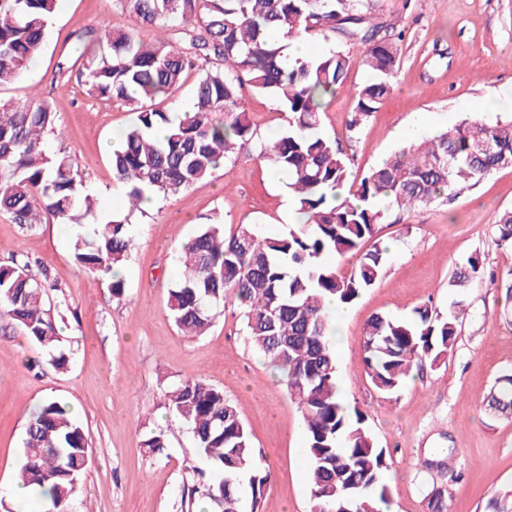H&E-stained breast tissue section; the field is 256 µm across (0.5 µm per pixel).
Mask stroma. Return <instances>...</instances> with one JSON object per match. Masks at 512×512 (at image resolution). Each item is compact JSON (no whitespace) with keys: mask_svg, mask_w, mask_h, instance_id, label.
<instances>
[{"mask_svg":"<svg viewBox=\"0 0 512 512\" xmlns=\"http://www.w3.org/2000/svg\"><path fill=\"white\" fill-rule=\"evenodd\" d=\"M374 15L400 33V61L391 93L353 136H346L355 89L372 73L352 66L321 114V128L340 138L354 176L402 145L394 130L411 113L425 112V134L466 119L512 118V0H379ZM133 25L115 0H59L48 39L35 62L0 99L17 104L44 99L58 114L60 135L48 149L71 159L107 214L126 211V191L112 180L113 136L134 114L119 103L89 96L77 69H59L78 35L103 26ZM244 106L264 139L285 129L274 97L245 92ZM290 195L256 153L242 151L205 181L149 210L131 213L135 249L124 268L125 294L114 299L107 282L82 270L64 224L21 227L0 214V264L28 263L47 273L46 306L59 318L70 356L58 370L9 319L0 318V502L13 506L11 488L21 464L25 428L38 405L52 397L83 425L92 464L71 501V512H176L190 467L201 465L192 435L163 401L179 379L202 376L221 388L240 412L271 480L259 512H309L310 466L302 415L269 360L256 353L239 309L229 307L202 336L183 335L167 310L180 247L210 219L225 228L259 224L287 229ZM512 209V167L494 170L452 204L389 211L379 233L390 248L384 276L351 305L336 343L337 383L349 406L367 416L379 447L388 449L391 512H427L432 487L446 490L452 512H485L487 500L512 486V419L491 411L484 396L512 374V305L503 281L512 251L497 244L496 220ZM479 255L483 273L467 288L452 285L456 262ZM463 301L467 314L447 361L424 368L397 396L380 394L363 364L366 321L385 314L411 317L432 302L447 311ZM162 428L161 457L145 452L148 431ZM447 449V466L431 467L433 451Z\"/></svg>","mask_w":512,"mask_h":512,"instance_id":"1","label":"stroma"}]
</instances>
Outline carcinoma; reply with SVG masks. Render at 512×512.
<instances>
[{"instance_id":"cac0c4a2","label":"carcinoma","mask_w":512,"mask_h":512,"mask_svg":"<svg viewBox=\"0 0 512 512\" xmlns=\"http://www.w3.org/2000/svg\"><path fill=\"white\" fill-rule=\"evenodd\" d=\"M141 25L169 23L176 41L144 45L126 29L94 34L96 48L80 50V75L90 94L135 112L123 149L112 154L113 181L127 189L128 214L147 194L168 196L203 181L238 152L250 148L272 172L288 171L287 187L303 224L270 235L256 224H207L183 246V261L167 307L177 328L201 336L228 306L243 314L252 346L284 378L306 426L311 464V512H384L390 455L377 446L367 415L350 408L338 389L336 351L326 302L349 306L384 275L390 250L376 240L390 210L446 203L494 170L512 166V120L460 124L413 140L394 158L350 179L351 160L337 139L321 129L324 97L343 84L355 63L375 78L357 88L346 122L355 134L391 91L399 63L397 42L374 22L372 0H117ZM58 0H0V86L17 79L40 53ZM302 40L341 36L362 46L354 57L332 48L306 60H288L280 35ZM197 74L182 111L166 102L191 73ZM274 95L288 127L274 141L259 138L243 105L244 85ZM58 115L33 98L25 106L0 101V212L16 224H69L77 265L109 281L112 296L125 294L112 274L129 261L134 228L127 220L98 215L94 196L70 160L52 154L43 134ZM500 244L512 248V210L500 214ZM327 254L355 255L348 274L324 261ZM482 263L469 256L456 267L455 286L480 277ZM45 283L28 264L0 265V317L8 318L47 351L50 364L69 359L50 310ZM462 302L448 312L423 305L410 319L376 315L362 340L366 372L381 394L394 395L413 371L437 366L453 352ZM166 408L189 428L207 469L192 467L183 483L181 512L203 503L207 512H258L271 472L257 461L250 433L224 391L201 376L164 390ZM488 406L512 416V383L487 396ZM167 435L149 432L143 447L162 455ZM91 463L81 424L57 400L43 401L22 441L18 477L30 487L21 507L67 512ZM429 512H449L445 490L427 494ZM487 512H512V491L490 498Z\"/></svg>"}]
</instances>
